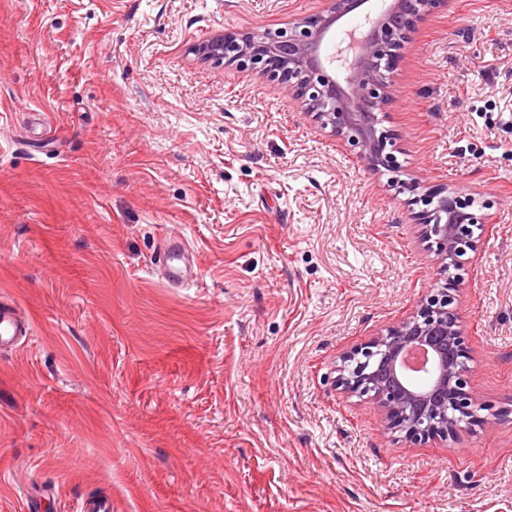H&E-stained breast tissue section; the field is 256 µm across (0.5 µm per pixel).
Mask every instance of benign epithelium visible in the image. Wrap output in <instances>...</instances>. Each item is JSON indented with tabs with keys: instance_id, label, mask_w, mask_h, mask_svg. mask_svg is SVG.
<instances>
[{
	"instance_id": "1",
	"label": "benign epithelium",
	"mask_w": 512,
	"mask_h": 512,
	"mask_svg": "<svg viewBox=\"0 0 512 512\" xmlns=\"http://www.w3.org/2000/svg\"><path fill=\"white\" fill-rule=\"evenodd\" d=\"M360 0H326L323 11L267 32L237 35L220 31L194 43L201 63L258 70L286 84L313 121L356 150L369 170L403 184L393 135L380 128L379 112L390 99L388 74L396 50L417 22L442 10L448 0H391L349 46L343 73L322 55L335 24ZM413 204L424 237L440 260L438 275L453 279L459 257L476 251L489 229L488 203L475 205L454 190L420 189ZM448 287H434L399 322L341 356L339 388L377 404L386 427L409 442L445 440L477 420L476 398L467 390L468 368L460 317Z\"/></svg>"
}]
</instances>
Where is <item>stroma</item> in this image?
Returning <instances> with one entry per match:
<instances>
[{
	"instance_id": "obj_1",
	"label": "stroma",
	"mask_w": 512,
	"mask_h": 512,
	"mask_svg": "<svg viewBox=\"0 0 512 512\" xmlns=\"http://www.w3.org/2000/svg\"><path fill=\"white\" fill-rule=\"evenodd\" d=\"M324 0H0V512H512V0H448L382 123L410 179L490 201L454 307L485 421L387 432L342 354L439 262L405 195L277 81L197 62ZM184 240L193 283L159 276ZM31 334L32 327L26 317L11 306L0 305V349H15Z\"/></svg>"
}]
</instances>
